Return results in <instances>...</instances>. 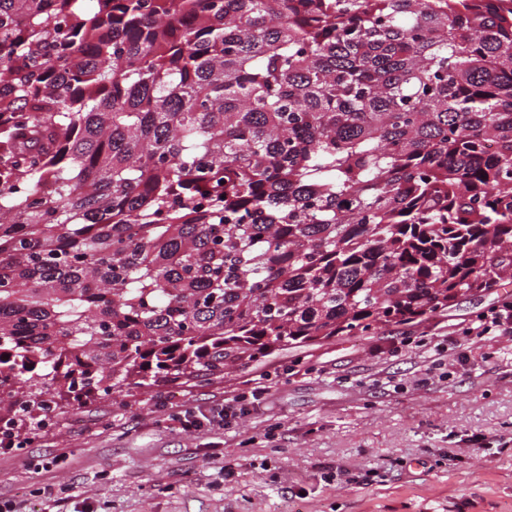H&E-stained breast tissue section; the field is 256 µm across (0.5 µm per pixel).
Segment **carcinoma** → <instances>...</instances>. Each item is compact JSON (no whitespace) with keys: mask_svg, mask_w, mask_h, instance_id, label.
Here are the masks:
<instances>
[{"mask_svg":"<svg viewBox=\"0 0 512 512\" xmlns=\"http://www.w3.org/2000/svg\"><path fill=\"white\" fill-rule=\"evenodd\" d=\"M0 0V422L512 279V0Z\"/></svg>","mask_w":512,"mask_h":512,"instance_id":"cac0c4a2","label":"carcinoma"}]
</instances>
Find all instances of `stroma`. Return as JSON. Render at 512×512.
I'll return each mask as SVG.
<instances>
[{"label": "stroma", "instance_id": "1", "mask_svg": "<svg viewBox=\"0 0 512 512\" xmlns=\"http://www.w3.org/2000/svg\"><path fill=\"white\" fill-rule=\"evenodd\" d=\"M512 283L415 326L282 347L208 383L72 406L0 453L13 512H512V335L466 337ZM450 342L440 365L428 349ZM229 424L215 417L255 381ZM209 424L182 429L183 416ZM379 481H369V469Z\"/></svg>", "mask_w": 512, "mask_h": 512}]
</instances>
